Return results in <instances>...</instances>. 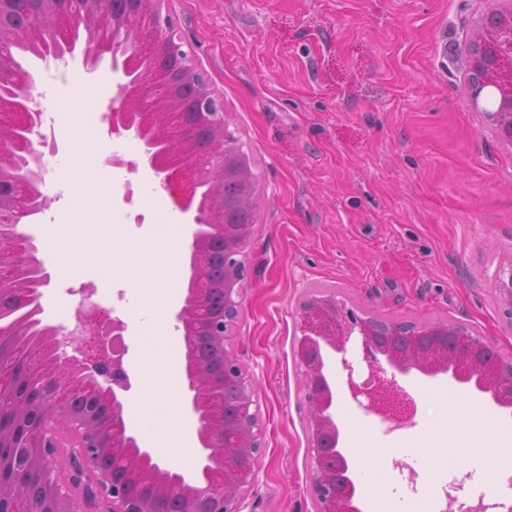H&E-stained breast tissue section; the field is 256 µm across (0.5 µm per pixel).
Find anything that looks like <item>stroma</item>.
<instances>
[{"label":"stroma","mask_w":512,"mask_h":512,"mask_svg":"<svg viewBox=\"0 0 512 512\" xmlns=\"http://www.w3.org/2000/svg\"><path fill=\"white\" fill-rule=\"evenodd\" d=\"M186 47L224 95L226 119L257 176L259 223L250 251L240 320L228 346L250 375L263 453L242 512H315L311 498L307 405L294 349L297 304L333 291L357 312L421 323L461 322L512 351L495 276L512 267V149L486 128L470 101L466 38L485 0H171ZM34 108L80 59L26 56ZM93 98L98 162L119 153L108 175L114 192L102 223L121 220L127 267L142 274L137 245L158 214L151 181L129 169L137 140L108 131L112 67L84 72ZM49 206L25 218L35 245L68 235L62 218L81 214L83 190L44 177ZM45 322L99 271L69 275L45 261ZM121 306L132 388L146 389L136 365L145 350L132 319L136 295Z\"/></svg>","instance_id":"obj_1"}]
</instances>
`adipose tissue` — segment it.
Returning a JSON list of instances; mask_svg holds the SVG:
<instances>
[{
  "instance_id": "1",
  "label": "adipose tissue",
  "mask_w": 512,
  "mask_h": 512,
  "mask_svg": "<svg viewBox=\"0 0 512 512\" xmlns=\"http://www.w3.org/2000/svg\"><path fill=\"white\" fill-rule=\"evenodd\" d=\"M59 120L71 140V154L56 173L64 183L78 187L89 182L111 185L112 179L101 173L95 164L100 145L93 135L89 113V94L82 73H73L68 84L58 93Z\"/></svg>"
}]
</instances>
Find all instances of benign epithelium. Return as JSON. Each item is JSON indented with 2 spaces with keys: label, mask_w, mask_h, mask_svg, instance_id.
Listing matches in <instances>:
<instances>
[{
  "label": "benign epithelium",
  "mask_w": 512,
  "mask_h": 512,
  "mask_svg": "<svg viewBox=\"0 0 512 512\" xmlns=\"http://www.w3.org/2000/svg\"><path fill=\"white\" fill-rule=\"evenodd\" d=\"M170 0H0V83L14 76L13 49L40 53L74 27L85 30L84 67L96 68L94 50L122 28L128 53L117 74L106 119L110 133L141 142L140 163L159 180L194 232L186 254L189 284L175 319L182 325L188 393L184 411L199 423L201 477L154 460L127 434L124 414L131 383L124 367L120 322L103 327L93 308L80 316L82 335L62 337L57 325L10 317L9 304L37 305L38 289L18 275L35 266L39 285L48 275L21 242L17 224L43 200L42 154L28 142L25 177L13 173L15 134L35 131L39 111L30 85L0 93V512H241L244 492L262 455L251 377L228 348L238 323L249 249L257 225V177L248 153L225 119L217 93L183 49ZM480 28L466 41L473 104L483 91L496 99L482 115L490 131L512 146V0H490ZM512 329V267L496 284ZM302 335L296 359L309 406L311 495L316 512H361L332 412L326 353L341 355L350 397L392 429L412 421L413 399L400 394L396 375L449 374L474 383L491 401L512 409V354L489 338L446 320L416 329L390 318L362 316L334 293L299 302ZM360 336L367 375L347 358ZM26 335L32 356L15 362L1 352L8 338ZM392 375H387V370ZM70 448L69 483L51 473L60 449Z\"/></svg>",
  "instance_id": "obj_1"
}]
</instances>
